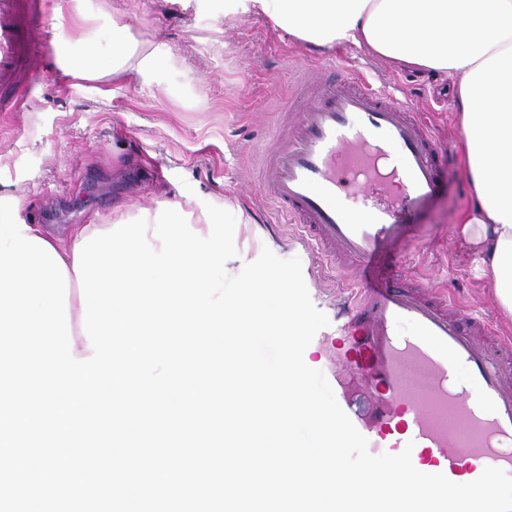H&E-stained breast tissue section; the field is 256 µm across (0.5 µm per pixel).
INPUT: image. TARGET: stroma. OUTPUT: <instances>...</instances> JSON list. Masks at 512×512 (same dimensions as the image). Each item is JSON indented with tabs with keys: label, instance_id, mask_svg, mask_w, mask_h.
I'll list each match as a JSON object with an SVG mask.
<instances>
[{
	"label": "stroma",
	"instance_id": "35a3bbf8",
	"mask_svg": "<svg viewBox=\"0 0 512 512\" xmlns=\"http://www.w3.org/2000/svg\"><path fill=\"white\" fill-rule=\"evenodd\" d=\"M81 11L95 19L85 33L99 53L109 52L118 17L139 46H165L157 77L73 76L69 21ZM38 30L50 50L39 55L36 83L21 92L16 111L0 112V202L10 203L20 221L64 237L78 224H153L178 202L200 228L206 204L228 203L246 218L235 227L239 255L228 261V273L238 274L265 248L299 258L313 305L334 315L346 289L261 194L259 178L265 152L276 146L271 131L293 92L295 68L324 78L329 59L340 55L345 75L366 74L430 113L436 137L452 148L449 179L425 217L429 247L407 258L409 274L447 284L464 314L484 316L512 335V321L476 271L479 255L455 234L474 204L460 149L458 78L416 72L351 45L298 42L262 18L225 12L224 0H46Z\"/></svg>",
	"mask_w": 512,
	"mask_h": 512
}]
</instances>
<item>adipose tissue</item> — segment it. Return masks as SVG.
Here are the masks:
<instances>
[{
	"label": "adipose tissue",
	"instance_id": "ef3b65f1",
	"mask_svg": "<svg viewBox=\"0 0 512 512\" xmlns=\"http://www.w3.org/2000/svg\"><path fill=\"white\" fill-rule=\"evenodd\" d=\"M225 9L266 18L297 41L353 45L405 66L459 79L456 108L475 204L458 234L481 256L480 275L512 320V0H224ZM166 57L113 22L112 49L72 46L73 74L96 79L135 71L150 79Z\"/></svg>",
	"mask_w": 512,
	"mask_h": 512
}]
</instances>
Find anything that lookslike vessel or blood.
I'll list each match as a JSON object with an SVG mask.
<instances>
[{
	"instance_id": "1",
	"label": "vessel or blood",
	"mask_w": 512,
	"mask_h": 512,
	"mask_svg": "<svg viewBox=\"0 0 512 512\" xmlns=\"http://www.w3.org/2000/svg\"><path fill=\"white\" fill-rule=\"evenodd\" d=\"M40 2L0 0V94L35 84ZM295 85L261 192L353 290L320 343L338 404L372 454L410 450L417 470L455 483L489 466L512 475V338L431 286L381 274L424 242L447 147L407 99L367 79Z\"/></svg>"
}]
</instances>
